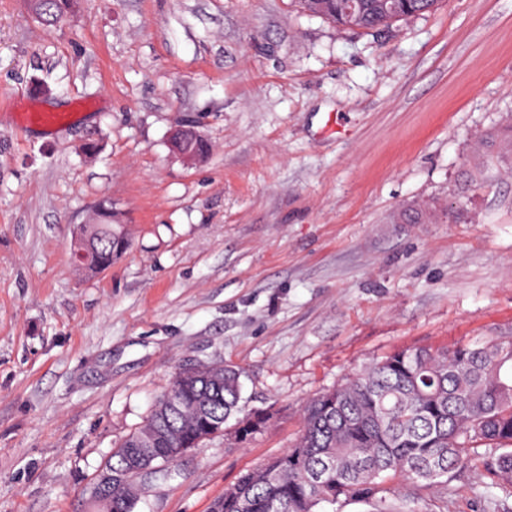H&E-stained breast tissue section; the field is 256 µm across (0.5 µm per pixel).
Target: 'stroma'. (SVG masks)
<instances>
[{
  "mask_svg": "<svg viewBox=\"0 0 512 512\" xmlns=\"http://www.w3.org/2000/svg\"><path fill=\"white\" fill-rule=\"evenodd\" d=\"M31 105L76 118L16 126ZM511 126L512 0L377 31L296 0H82L48 29L0 0V512H102L90 485L180 367L237 366L241 415L270 421L188 450L133 512H211L372 361L512 341V163L461 190ZM424 203L435 223H396ZM104 207L129 246L86 275L72 242ZM489 454L416 512H512Z\"/></svg>",
  "mask_w": 512,
  "mask_h": 512,
  "instance_id": "35a3bbf8",
  "label": "stroma"
}]
</instances>
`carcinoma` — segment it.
Listing matches in <instances>:
<instances>
[{
  "mask_svg": "<svg viewBox=\"0 0 512 512\" xmlns=\"http://www.w3.org/2000/svg\"><path fill=\"white\" fill-rule=\"evenodd\" d=\"M36 17L53 27L76 0H38ZM311 16L352 30H374L432 12L439 0H297ZM483 153H512V135L493 134ZM431 208L401 214L404 224H424ZM90 244L85 270L112 260L120 241L110 224L82 225L79 248ZM240 372L233 366L196 364L190 375L177 371L138 428L105 462L112 470V512H133L135 480L169 478L161 471L127 469L131 458L166 460L173 465L190 448L224 432H234L256 410L238 418ZM482 443L502 450L489 464L512 483V343L461 344L455 349L406 348L376 360L304 406L303 428L282 454L240 474L211 512H318L351 501L373 512H414L416 491L447 488L443 477ZM408 483L397 502L388 478Z\"/></svg>",
  "mask_w": 512,
  "mask_h": 512,
  "instance_id": "obj_1",
  "label": "carcinoma"
}]
</instances>
